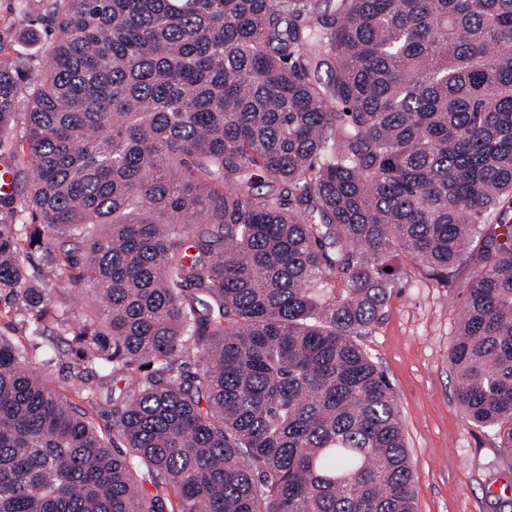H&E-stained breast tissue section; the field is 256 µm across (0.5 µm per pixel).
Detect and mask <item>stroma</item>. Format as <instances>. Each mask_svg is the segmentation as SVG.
<instances>
[{
	"label": "stroma",
	"instance_id": "1",
	"mask_svg": "<svg viewBox=\"0 0 512 512\" xmlns=\"http://www.w3.org/2000/svg\"><path fill=\"white\" fill-rule=\"evenodd\" d=\"M54 7L55 0H0V62L45 67ZM392 264L395 286L382 316L358 342L396 393L418 512H497V499L512 498V455L494 431L470 424L448 364L472 272L441 280L403 254Z\"/></svg>",
	"mask_w": 512,
	"mask_h": 512
}]
</instances>
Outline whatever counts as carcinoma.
I'll list each match as a JSON object with an SVG mask.
<instances>
[{
    "label": "carcinoma",
    "mask_w": 512,
    "mask_h": 512,
    "mask_svg": "<svg viewBox=\"0 0 512 512\" xmlns=\"http://www.w3.org/2000/svg\"><path fill=\"white\" fill-rule=\"evenodd\" d=\"M53 25L45 69L0 64V142L36 87L31 221L0 220L34 340L0 334V512H417L357 343L399 253L473 269L449 363L512 454V0H59Z\"/></svg>",
    "instance_id": "obj_1"
}]
</instances>
